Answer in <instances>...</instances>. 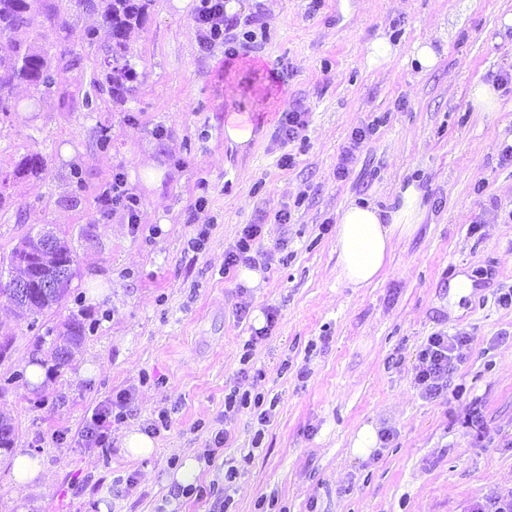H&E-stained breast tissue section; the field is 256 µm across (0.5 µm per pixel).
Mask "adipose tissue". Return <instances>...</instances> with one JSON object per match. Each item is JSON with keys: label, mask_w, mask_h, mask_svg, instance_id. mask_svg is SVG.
<instances>
[{"label": "adipose tissue", "mask_w": 512, "mask_h": 512, "mask_svg": "<svg viewBox=\"0 0 512 512\" xmlns=\"http://www.w3.org/2000/svg\"><path fill=\"white\" fill-rule=\"evenodd\" d=\"M422 193L406 185L388 208L351 203L336 226L339 276L350 287L371 284L386 266L394 239L414 233L423 218Z\"/></svg>", "instance_id": "adipose-tissue-1"}]
</instances>
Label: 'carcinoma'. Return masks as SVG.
<instances>
[{"instance_id":"1","label":"carcinoma","mask_w":512,"mask_h":512,"mask_svg":"<svg viewBox=\"0 0 512 512\" xmlns=\"http://www.w3.org/2000/svg\"><path fill=\"white\" fill-rule=\"evenodd\" d=\"M63 0H0V39L10 45L7 54L0 55V112L8 113L15 103L13 89L29 84L45 93L57 85L60 69L76 62L68 60L69 51L53 52L40 45L32 36L44 19L53 26L64 28ZM73 6L100 19V24L111 34V44L104 59L105 83L112 98L124 100L126 83L136 79L137 73L129 59V38L140 27L154 0H69ZM46 161L38 153L24 159L21 170L38 175L45 170ZM74 253L69 243L57 236L46 244L37 234L27 233L12 250L8 270L0 268V298L13 303L20 315L29 319L32 329H41L39 317L59 306L70 294L74 275ZM28 285L27 298L16 296L12 285ZM93 325H87L75 316L68 318L61 328L45 329L40 339L51 338L50 346L58 361L65 366L76 349L83 344ZM16 438L11 418L0 412V449L13 447Z\"/></svg>"}]
</instances>
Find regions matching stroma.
Returning <instances> with one entry per match:
<instances>
[{
  "mask_svg": "<svg viewBox=\"0 0 512 512\" xmlns=\"http://www.w3.org/2000/svg\"><path fill=\"white\" fill-rule=\"evenodd\" d=\"M235 3L239 17L261 15L267 36L230 57L220 44L200 49L197 0H154L130 36L138 79L122 102L97 86L110 38L95 16L72 9L67 29L34 32L80 61L54 93L14 89L33 112L0 113V259L28 232L52 229L71 245L76 276L45 322L74 313L97 328L59 368L0 300V341L10 342L0 378L35 359L46 370L35 390L0 394L17 447L43 470L41 486L20 487L1 460L0 512L21 501L30 512H210L209 500L172 496L166 480L186 455L214 448L222 428L215 463L192 482L229 487L230 512H494L512 494V308L498 303L512 289V161L501 155L512 144V26L501 24L512 0ZM88 27L96 45L80 40ZM381 38L391 52L374 64ZM421 42L439 56L428 71L411 61ZM476 80L495 87L499 112L474 109ZM270 85L276 112L306 113L303 140L281 145L277 122L261 120L247 146L229 144L226 111L255 110ZM370 125L343 161L352 133ZM285 151L295 156L288 169L278 164ZM35 153L45 171L19 173ZM119 172L140 200L135 228L99 201ZM411 183L422 223L394 241L378 279L348 287L336 273L341 211L354 200L388 207ZM248 224L261 225L260 245L275 254L253 288L224 272ZM452 270L474 282L458 302ZM268 308L275 323L252 341ZM436 333L468 342L451 391L427 398L414 366ZM254 389L274 404L269 422L250 408L225 414L231 391ZM124 392L131 413L113 424L111 446L83 447L85 419ZM163 416L153 454L126 456V431ZM366 426L388 440L355 449Z\"/></svg>",
  "mask_w": 512,
  "mask_h": 512,
  "instance_id": "stroma-1",
  "label": "stroma"
}]
</instances>
